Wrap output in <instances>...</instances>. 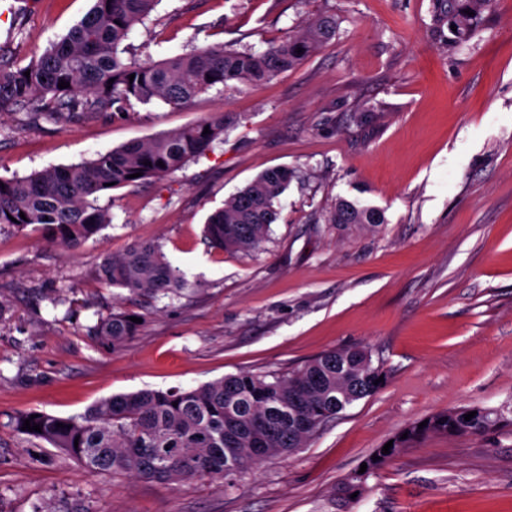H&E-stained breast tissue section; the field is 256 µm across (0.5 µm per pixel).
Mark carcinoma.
Masks as SVG:
<instances>
[{"mask_svg": "<svg viewBox=\"0 0 512 512\" xmlns=\"http://www.w3.org/2000/svg\"><path fill=\"white\" fill-rule=\"evenodd\" d=\"M92 6L59 39L23 67L0 63V112L30 117L81 118L87 114L120 116L132 102L154 99L185 105L221 84H260L304 61L336 33V20L317 18L295 34L261 52L208 45L160 61L123 57L120 45L156 9L160 0H91ZM491 0H436L437 22L456 28L465 38ZM472 11L468 15L465 10ZM303 52H297V49ZM30 76H25V72ZM134 80H129V76ZM113 83H108V80ZM69 83L61 89L58 84ZM210 133L203 134L204 128ZM224 116L132 141L97 158L50 167L24 178L0 181V224L19 230L31 225L49 239L76 251L111 222L98 205L115 189L138 186L179 170L224 135ZM163 165H158V162ZM139 177H133L135 173ZM292 178L286 167L269 169L208 215L203 236L209 246L227 252H256L277 219L275 200ZM330 223L346 231L374 229L384 223L375 207L336 200ZM105 284L135 296L177 292L186 286L180 270L153 243L137 244L103 259L96 271ZM136 313L122 306L101 316L93 334L113 349L139 332ZM382 376L360 348L329 350L289 372H240L190 390H140L115 394L80 414L60 417L20 412L10 421L19 434L58 448L84 469L101 475L124 474L178 487L199 476L222 478L227 471L246 472L261 461L292 453L306 445L321 424L354 402L375 393ZM468 408L446 410L427 418V425L396 435L389 453L378 448L366 460L364 473H351L341 483L362 485L367 477L401 449L430 433H484L497 426L499 415ZM42 432L23 429L24 421ZM379 460H373V457Z\"/></svg>", "mask_w": 512, "mask_h": 512, "instance_id": "obj_1", "label": "carcinoma"}]
</instances>
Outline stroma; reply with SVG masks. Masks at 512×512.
<instances>
[{"instance_id": "35a3bbf8", "label": "stroma", "mask_w": 512, "mask_h": 512, "mask_svg": "<svg viewBox=\"0 0 512 512\" xmlns=\"http://www.w3.org/2000/svg\"><path fill=\"white\" fill-rule=\"evenodd\" d=\"M89 7L1 6L0 58L26 65ZM434 14L435 0H161L126 40L128 56L217 43L260 52L315 18L339 25L267 83L217 85L186 106L36 124L0 114L4 179L218 114L229 123L174 174L114 190L110 224L77 253L35 227L0 225V512L50 498L85 512H512V0H494L464 40ZM276 167L294 176L262 250L210 248L208 214ZM339 198L382 210L384 224L338 231L328 217ZM136 242L159 244L187 286L127 302L143 326L107 350L89 329L119 290L96 268ZM355 347L382 370L380 389L229 489L209 476L178 487L102 476L8 425L23 411L67 417L118 393L285 372ZM463 407L501 422L429 434L357 497L339 494L388 439Z\"/></svg>"}]
</instances>
